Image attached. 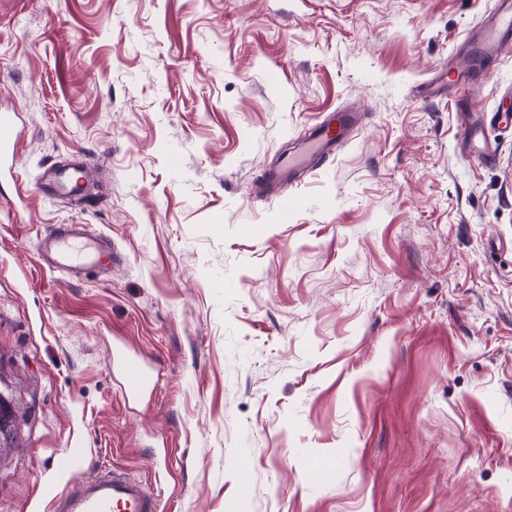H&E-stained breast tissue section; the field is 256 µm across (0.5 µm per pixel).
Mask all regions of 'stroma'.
Returning a JSON list of instances; mask_svg holds the SVG:
<instances>
[{
  "label": "stroma",
  "instance_id": "1",
  "mask_svg": "<svg viewBox=\"0 0 512 512\" xmlns=\"http://www.w3.org/2000/svg\"><path fill=\"white\" fill-rule=\"evenodd\" d=\"M489 0H0V376L24 419L0 512L109 468L159 512H512V58ZM463 89L427 94L441 70ZM483 114L474 158L463 105ZM361 122L285 186L264 168ZM100 172L79 207L43 166ZM85 224L109 275L41 267ZM156 386L123 396L114 350ZM72 448L83 458L57 466ZM490 21L477 43L476 52L482 59L500 58L512 42V2L491 0ZM19 114L15 110H0V159L10 156L13 161L20 142ZM359 116V112L348 109L329 112L315 125L302 151L264 169L257 192L280 206L282 221L291 218L296 206L295 199L283 197V187L292 184L301 173L314 172L319 159L335 153L347 143L359 124Z\"/></svg>",
  "mask_w": 512,
  "mask_h": 512
}]
</instances>
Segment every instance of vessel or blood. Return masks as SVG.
I'll use <instances>...</instances> for the list:
<instances>
[{
	"label": "vessel or blood",
	"instance_id": "obj_1",
	"mask_svg": "<svg viewBox=\"0 0 512 512\" xmlns=\"http://www.w3.org/2000/svg\"><path fill=\"white\" fill-rule=\"evenodd\" d=\"M490 21L477 43L481 58H498L512 47V0H490ZM359 123L357 112L336 109L315 125L306 147L297 154L266 167L257 186L258 193L281 208L289 219L295 200L283 197L282 189L303 173L314 172L319 159L335 153L347 143ZM19 115L0 110V159L15 156L20 142ZM93 172L81 163L45 167L39 182L46 196L80 203L92 195ZM41 266L52 271L81 276L87 270L104 269L119 263L120 257L109 237L93 235L82 224H61L36 244ZM112 364L120 372L125 395L138 397L153 388L151 374L132 356L113 354ZM51 512H158V499L147 486L119 471L83 479L53 496Z\"/></svg>",
	"mask_w": 512,
	"mask_h": 512
}]
</instances>
